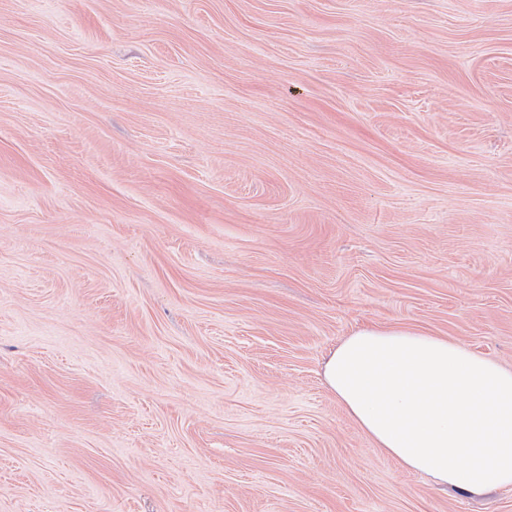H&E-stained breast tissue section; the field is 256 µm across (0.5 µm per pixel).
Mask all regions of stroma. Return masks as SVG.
I'll list each match as a JSON object with an SVG mask.
<instances>
[{"instance_id":"obj_1","label":"stroma","mask_w":512,"mask_h":512,"mask_svg":"<svg viewBox=\"0 0 512 512\" xmlns=\"http://www.w3.org/2000/svg\"><path fill=\"white\" fill-rule=\"evenodd\" d=\"M512 367V0H0V512H512L325 388Z\"/></svg>"}]
</instances>
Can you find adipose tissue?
<instances>
[{"label":"adipose tissue","instance_id":"adipose-tissue-1","mask_svg":"<svg viewBox=\"0 0 512 512\" xmlns=\"http://www.w3.org/2000/svg\"><path fill=\"white\" fill-rule=\"evenodd\" d=\"M323 382L400 470L472 495L512 487V368L422 330L376 325L329 353Z\"/></svg>","mask_w":512,"mask_h":512}]
</instances>
